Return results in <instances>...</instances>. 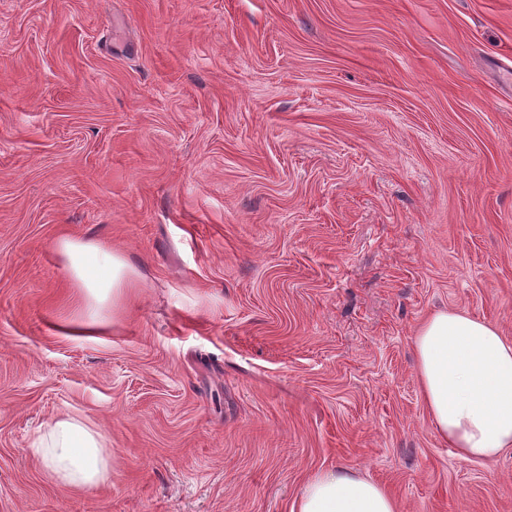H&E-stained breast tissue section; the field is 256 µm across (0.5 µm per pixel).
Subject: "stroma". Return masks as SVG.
<instances>
[{"mask_svg":"<svg viewBox=\"0 0 512 512\" xmlns=\"http://www.w3.org/2000/svg\"><path fill=\"white\" fill-rule=\"evenodd\" d=\"M65 237L136 271L92 336ZM440 308L512 338V0H0V512H512L421 401ZM72 412L106 488L30 453ZM291 512H399V506L376 481L328 468L310 476Z\"/></svg>","mask_w":512,"mask_h":512,"instance_id":"stroma-1","label":"stroma"}]
</instances>
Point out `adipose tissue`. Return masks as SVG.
I'll list each match as a JSON object with an SVG mask.
<instances>
[{"instance_id": "adipose-tissue-1", "label": "adipose tissue", "mask_w": 512, "mask_h": 512, "mask_svg": "<svg viewBox=\"0 0 512 512\" xmlns=\"http://www.w3.org/2000/svg\"><path fill=\"white\" fill-rule=\"evenodd\" d=\"M60 252L88 310L125 302L130 275L122 255L72 239L61 241ZM414 348L420 395L440 440L469 462L512 448V340L490 322L443 310L423 322ZM31 453L54 483L92 489L110 481L106 436L78 415L48 424ZM292 512H399V506L376 481L328 468L310 476Z\"/></svg>"}]
</instances>
